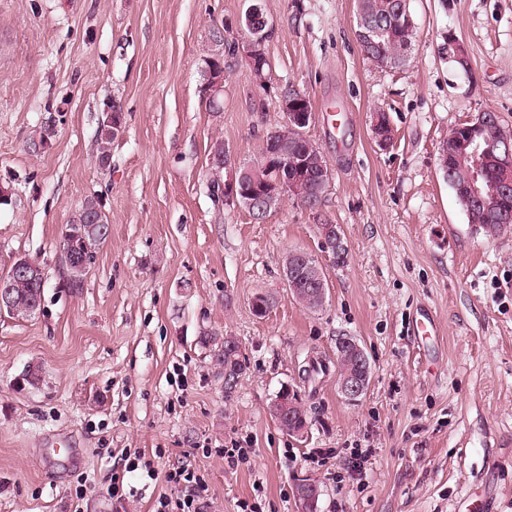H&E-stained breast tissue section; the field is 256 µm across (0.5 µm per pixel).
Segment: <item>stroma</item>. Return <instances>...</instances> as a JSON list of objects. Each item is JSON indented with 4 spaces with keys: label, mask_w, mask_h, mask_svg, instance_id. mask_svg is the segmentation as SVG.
Wrapping results in <instances>:
<instances>
[{
    "label": "stroma",
    "mask_w": 512,
    "mask_h": 512,
    "mask_svg": "<svg viewBox=\"0 0 512 512\" xmlns=\"http://www.w3.org/2000/svg\"><path fill=\"white\" fill-rule=\"evenodd\" d=\"M247 6L0 0V271L25 257L45 279L34 318L0 311V512H153L163 474L183 464L206 481L208 512L245 499L296 512L304 477L322 490L317 512H512V230L476 231L438 166L449 132L479 112L512 134V0H409L416 32L399 67L364 58L357 0H264L267 86L237 59L223 110L210 111L206 62L224 51L211 34ZM452 38L468 69L450 58ZM288 83L311 100L307 135L333 183L319 214L287 198L257 220L212 195V147L256 160ZM112 102L124 132L104 170L97 133ZM378 109L392 128L384 148ZM90 199L109 236L71 288L62 231ZM321 224L341 225L346 264L330 263ZM294 248L323 268L320 310L289 292ZM422 307L437 335H415ZM214 335L248 359L229 393L201 343ZM342 336L371 363L355 405L336 385ZM312 357L328 371L309 385ZM32 364L35 385L22 379ZM285 387L308 413L305 438L270 414ZM235 444L249 463L227 464ZM353 448L372 455L350 475ZM129 453L158 479L123 473Z\"/></svg>",
    "instance_id": "stroma-1"
}]
</instances>
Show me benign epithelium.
<instances>
[{
    "instance_id": "7a95c632",
    "label": "benign epithelium",
    "mask_w": 512,
    "mask_h": 512,
    "mask_svg": "<svg viewBox=\"0 0 512 512\" xmlns=\"http://www.w3.org/2000/svg\"><path fill=\"white\" fill-rule=\"evenodd\" d=\"M263 13L261 0H250L244 15L241 16L236 31L225 30L227 37L235 40L236 48L242 50L248 67L250 80L257 89L266 87L268 74L256 68L255 60L264 54L265 42L274 31V24L268 18H262L263 26L253 24L255 17ZM224 73L217 72L215 77L208 79L202 87V95L213 109L223 106ZM279 112L282 114L281 126L287 128L297 139L305 140L309 156L317 159L319 174L316 185L307 188L294 180L282 179V172L291 167L299 168L304 165L305 159L298 156L284 143L271 140L265 144V155L269 160L275 161V179L267 183L265 191L260 195H252L243 186L246 178L252 175V169L246 164H240L231 159L229 150L224 146L217 147L213 158L224 160V183L222 195L227 205L243 207L250 211L258 210L263 214L269 213L278 207L286 197L301 200L310 192L319 194L320 198L327 197L332 181L333 172L330 164L319 147L309 138L306 130L314 122L315 113L308 105V98L296 89L289 95H282L279 99ZM469 135L464 148L457 153L452 139H447L446 149L448 158L458 159L466 167L469 180L459 186L454 183L450 187L454 190L458 203L468 208L471 203L483 205L492 212V220L497 224L512 222V212L499 206L501 198L512 189V136L496 128L492 112L484 111L468 120ZM495 167L500 174V180L493 184L484 182V173L489 167ZM322 239V247L326 249L333 262L342 265L348 256L347 245L341 227L337 224L318 225ZM41 268L31 260H20L11 264L8 270L0 276V309L10 308L13 305L11 282L14 280L33 281L39 278ZM284 276L289 291L311 296L318 306L326 302L327 288L323 277V270L318 258L312 253L293 249L288 252L285 259ZM338 354L351 363V369L336 378L338 392L349 403H357L366 394L370 384L369 360L357 340L351 336L339 339L336 345ZM296 402L293 399V390L281 389L271 405L272 416L280 420L292 417ZM320 495L319 486L313 480L300 482V512H308V508L315 504Z\"/></svg>"
}]
</instances>
